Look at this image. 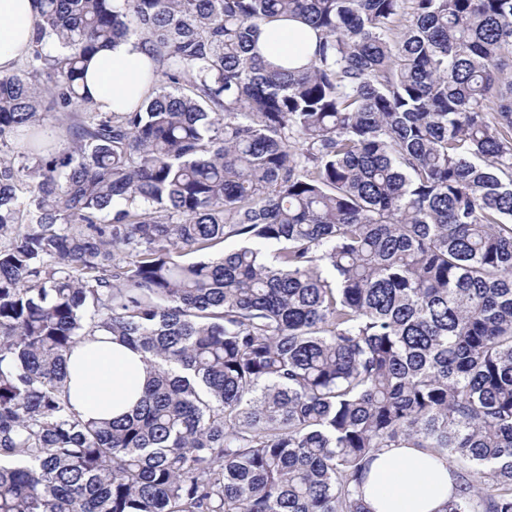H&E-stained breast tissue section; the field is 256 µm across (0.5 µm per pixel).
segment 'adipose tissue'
<instances>
[{
    "label": "adipose tissue",
    "mask_w": 512,
    "mask_h": 512,
    "mask_svg": "<svg viewBox=\"0 0 512 512\" xmlns=\"http://www.w3.org/2000/svg\"><path fill=\"white\" fill-rule=\"evenodd\" d=\"M36 0H0V75L12 73L29 51ZM314 33L288 19L264 25L257 46L275 65L307 56ZM153 62L142 41L130 37L101 49L86 74L94 106L122 112L136 105L152 87ZM67 389L76 411L85 417L115 418L131 412L146 382L142 355L112 340L77 345L68 359ZM456 487L447 459L426 448H385L372 462L363 485L372 512H444Z\"/></svg>",
    "instance_id": "obj_1"
}]
</instances>
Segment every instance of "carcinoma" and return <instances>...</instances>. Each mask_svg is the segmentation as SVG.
<instances>
[{
  "instance_id": "cac0c4a2",
  "label": "carcinoma",
  "mask_w": 512,
  "mask_h": 512,
  "mask_svg": "<svg viewBox=\"0 0 512 512\" xmlns=\"http://www.w3.org/2000/svg\"><path fill=\"white\" fill-rule=\"evenodd\" d=\"M38 2L0 76V512H371L384 448L512 512V0ZM287 17L306 67L256 52ZM129 36L166 81L99 112ZM98 336L145 356L130 416L67 394Z\"/></svg>"
}]
</instances>
